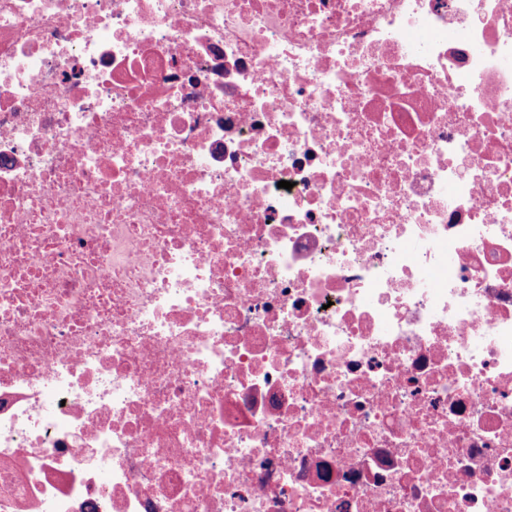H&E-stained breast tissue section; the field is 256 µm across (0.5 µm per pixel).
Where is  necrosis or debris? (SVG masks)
<instances>
[{
  "mask_svg": "<svg viewBox=\"0 0 512 512\" xmlns=\"http://www.w3.org/2000/svg\"><path fill=\"white\" fill-rule=\"evenodd\" d=\"M0 512H512L507 0H0Z\"/></svg>",
  "mask_w": 512,
  "mask_h": 512,
  "instance_id": "necrosis-or-debris-1",
  "label": "necrosis or debris"
}]
</instances>
